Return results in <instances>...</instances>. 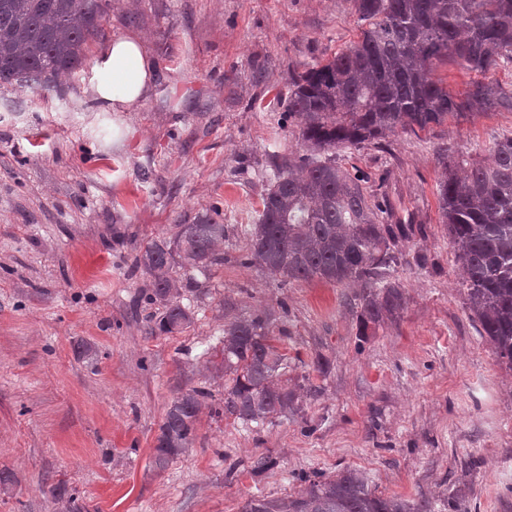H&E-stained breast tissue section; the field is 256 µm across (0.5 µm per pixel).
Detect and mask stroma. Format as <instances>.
Masks as SVG:
<instances>
[{
  "label": "stroma",
  "instance_id": "1",
  "mask_svg": "<svg viewBox=\"0 0 512 512\" xmlns=\"http://www.w3.org/2000/svg\"><path fill=\"white\" fill-rule=\"evenodd\" d=\"M104 37L133 34L155 73L147 97L99 112L83 66L52 91L0 88V512H242L303 476L367 472L378 491L468 512H512V370L466 308L438 210L436 153L489 160L512 136L498 109L380 144L341 148L390 224L415 232L389 270L407 296L359 339L356 285L282 281L244 263L278 167L303 155L289 78L360 38L350 0H108ZM210 215L224 263L196 292L190 326L150 333L163 310L133 266L149 242ZM270 314L286 376L319 388L298 415L244 426L220 410L225 321ZM322 358L324 372L311 370ZM204 387L196 435L162 470L159 426L178 390ZM271 466L253 470L257 458Z\"/></svg>",
  "mask_w": 512,
  "mask_h": 512
}]
</instances>
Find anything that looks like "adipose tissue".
Listing matches in <instances>:
<instances>
[{
  "label": "adipose tissue",
  "mask_w": 512,
  "mask_h": 512,
  "mask_svg": "<svg viewBox=\"0 0 512 512\" xmlns=\"http://www.w3.org/2000/svg\"><path fill=\"white\" fill-rule=\"evenodd\" d=\"M153 65L132 35L112 39L98 52L92 67V92L99 111L122 112L145 99Z\"/></svg>",
  "instance_id": "adipose-tissue-1"
}]
</instances>
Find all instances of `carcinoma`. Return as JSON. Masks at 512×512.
<instances>
[{
    "label": "carcinoma",
    "instance_id": "cac0c4a2",
    "mask_svg": "<svg viewBox=\"0 0 512 512\" xmlns=\"http://www.w3.org/2000/svg\"><path fill=\"white\" fill-rule=\"evenodd\" d=\"M363 25L358 42L291 81L288 112L300 119L299 140L311 155L288 160L262 198L248 230L252 260L285 282L356 283L358 336L404 309L406 297L387 279L398 263L395 246L410 228L384 224L379 204L360 179L336 162L338 147L376 144L397 128L438 126L465 110H512V91L472 81L465 99L433 76L451 57L484 75L512 63V0H351ZM107 0H0V87H53L79 69L88 42L103 32ZM438 186L442 223L463 272L471 317L499 361L512 369V137L495 143L486 163L444 150ZM226 228L208 216L176 225L135 259L149 277V300L164 302L150 332L172 333L191 324L181 289L197 287L193 272L224 264ZM185 282L172 278L175 262ZM224 371L235 374L224 390V413L248 423L301 412L296 389L282 376L286 355L272 344L266 315L224 323ZM211 392L179 393L156 437L153 463L164 469L193 440L198 415ZM306 487L281 499L253 497L242 512H435L426 499L377 493L368 475L346 468L330 477L305 476Z\"/></svg>",
    "mask_w": 512,
    "mask_h": 512
}]
</instances>
